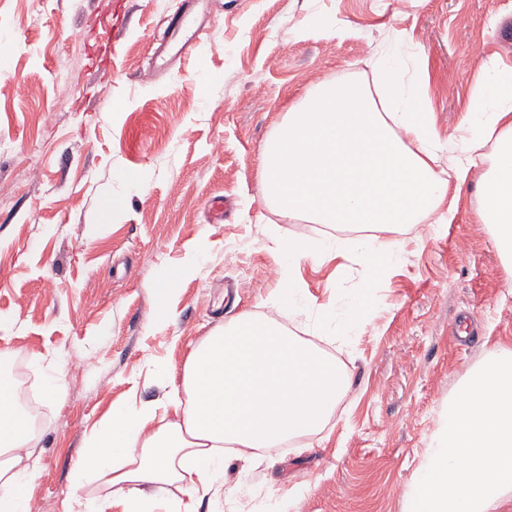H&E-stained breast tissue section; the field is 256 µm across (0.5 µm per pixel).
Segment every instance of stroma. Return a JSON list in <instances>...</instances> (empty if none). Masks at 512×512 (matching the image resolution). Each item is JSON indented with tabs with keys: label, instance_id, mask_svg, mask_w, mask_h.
Returning <instances> with one entry per match:
<instances>
[{
	"label": "stroma",
	"instance_id": "35a3bbf8",
	"mask_svg": "<svg viewBox=\"0 0 512 512\" xmlns=\"http://www.w3.org/2000/svg\"><path fill=\"white\" fill-rule=\"evenodd\" d=\"M171 0H0V349L31 378L41 416L37 512L107 496L71 485L84 442L118 405L157 406L209 334L268 317L350 376L319 432L225 450L224 479L195 512H409L448 399L489 350H512V268L479 216L473 169L449 188L451 222L389 231L397 261L368 281L353 251L294 268L297 308L269 269L277 241L320 245L347 228L265 201L261 158L303 95L377 88L379 58L416 78L441 138L466 132L479 87L512 70V0H198L212 40L159 78L140 73ZM219 139L222 153L209 144ZM377 307L343 321L359 289ZM335 325L319 328L322 311ZM87 361L82 376L67 371ZM61 374L54 394L47 376Z\"/></svg>",
	"mask_w": 512,
	"mask_h": 512
}]
</instances>
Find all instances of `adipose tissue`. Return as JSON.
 Masks as SVG:
<instances>
[{
  "mask_svg": "<svg viewBox=\"0 0 512 512\" xmlns=\"http://www.w3.org/2000/svg\"><path fill=\"white\" fill-rule=\"evenodd\" d=\"M494 140L488 173L481 176L483 223L493 244L512 255V72L474 99L468 136L447 167L437 164L447 144L434 133L419 90L394 69L376 93L349 82L307 91L288 110L262 155L265 198L281 213L315 224L369 229L355 247L371 275L391 267L395 254L377 229L419 223L438 214L450 183H464L479 149ZM349 375L269 319L243 315L215 331L187 359L181 415L154 429L152 406L114 407L92 433L72 469L73 486L106 479L110 496L84 503L82 512H192L190 499L223 479L225 448L247 456L277 446L327 422ZM35 436L0 387V512H31L28 487L35 474ZM180 483V498H161Z\"/></svg>",
  "mask_w": 512,
  "mask_h": 512,
  "instance_id": "1",
  "label": "adipose tissue"
}]
</instances>
